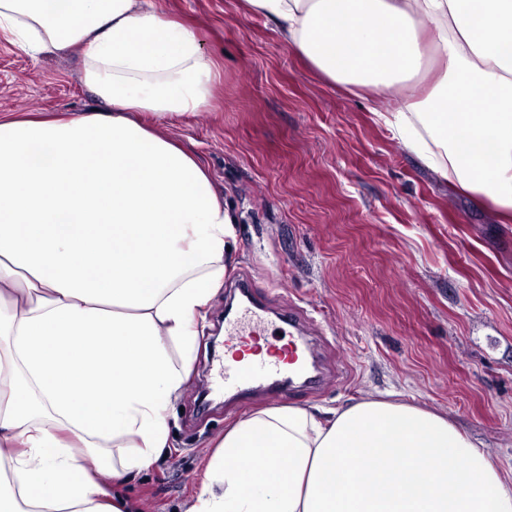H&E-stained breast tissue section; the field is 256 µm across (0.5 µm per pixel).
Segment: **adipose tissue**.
I'll use <instances>...</instances> for the list:
<instances>
[{
	"label": "adipose tissue",
	"mask_w": 512,
	"mask_h": 512,
	"mask_svg": "<svg viewBox=\"0 0 512 512\" xmlns=\"http://www.w3.org/2000/svg\"><path fill=\"white\" fill-rule=\"evenodd\" d=\"M246 3L332 82L403 89L383 124L512 218V0ZM0 41L76 54L100 103L0 115V512H139L122 487L169 446L235 243L204 164L165 127L210 102L215 63L151 0H0ZM188 512H512V483L412 403L267 406L216 444Z\"/></svg>",
	"instance_id": "adipose-tissue-1"
}]
</instances>
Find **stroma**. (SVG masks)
Returning a JSON list of instances; mask_svg holds the SVG:
<instances>
[{
	"label": "stroma",
	"instance_id": "obj_1",
	"mask_svg": "<svg viewBox=\"0 0 512 512\" xmlns=\"http://www.w3.org/2000/svg\"><path fill=\"white\" fill-rule=\"evenodd\" d=\"M195 32L217 66L213 98L169 133L208 168L236 245L212 298L190 379L169 411L170 446L128 484L144 512H186L226 428L268 398L199 410L224 358L228 286L251 282L267 334L298 310L342 374L286 404L329 411L360 400L447 416L512 469V223L455 191L376 115L400 90L349 94L242 0H154ZM71 54L0 42V114L80 115L97 102Z\"/></svg>",
	"mask_w": 512,
	"mask_h": 512
}]
</instances>
